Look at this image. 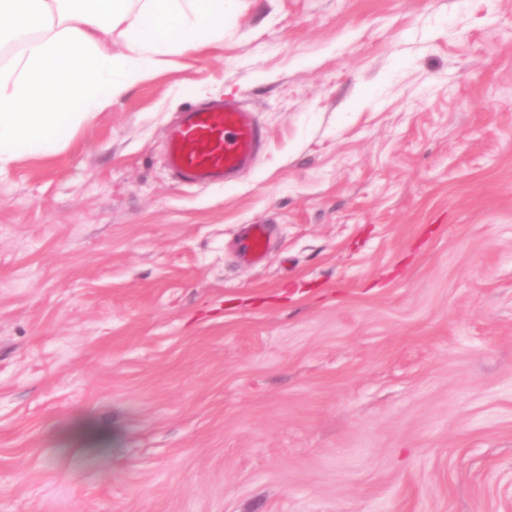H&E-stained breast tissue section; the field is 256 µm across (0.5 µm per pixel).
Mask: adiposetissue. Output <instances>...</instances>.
Wrapping results in <instances>:
<instances>
[{
  "instance_id": "adipose-tissue-1",
  "label": "adipose tissue",
  "mask_w": 512,
  "mask_h": 512,
  "mask_svg": "<svg viewBox=\"0 0 512 512\" xmlns=\"http://www.w3.org/2000/svg\"><path fill=\"white\" fill-rule=\"evenodd\" d=\"M235 0H0V169L75 131L175 57L224 39Z\"/></svg>"
}]
</instances>
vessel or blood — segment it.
Instances as JSON below:
<instances>
[{
    "label": "vessel or blood",
    "instance_id": "b4317fda",
    "mask_svg": "<svg viewBox=\"0 0 512 512\" xmlns=\"http://www.w3.org/2000/svg\"><path fill=\"white\" fill-rule=\"evenodd\" d=\"M265 140L253 115L231 101H212L181 114L168 134L166 162L186 185L228 184L251 169ZM270 245V228L248 225L240 246L255 264Z\"/></svg>",
    "mask_w": 512,
    "mask_h": 512
}]
</instances>
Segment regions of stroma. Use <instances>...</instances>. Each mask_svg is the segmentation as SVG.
I'll return each mask as SVG.
<instances>
[{
  "label": "stroma",
  "instance_id": "stroma-1",
  "mask_svg": "<svg viewBox=\"0 0 512 512\" xmlns=\"http://www.w3.org/2000/svg\"><path fill=\"white\" fill-rule=\"evenodd\" d=\"M197 86L234 184L164 164ZM0 512H512V0H237L1 169ZM264 140L251 112L231 101L207 102L171 127L166 162L185 185H226L251 169ZM270 245L268 224H249L244 231L240 246L242 253L254 264H261L267 256Z\"/></svg>",
  "mask_w": 512,
  "mask_h": 512
}]
</instances>
